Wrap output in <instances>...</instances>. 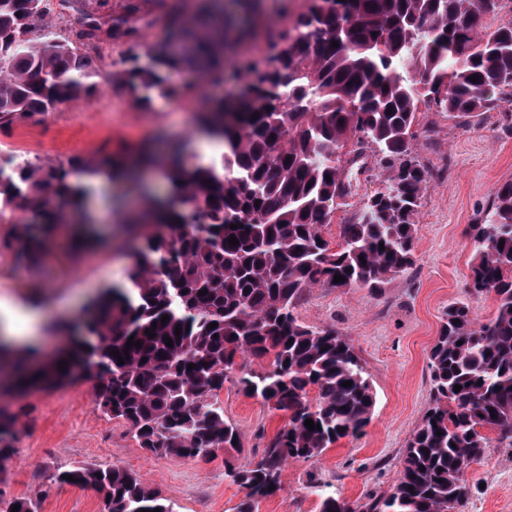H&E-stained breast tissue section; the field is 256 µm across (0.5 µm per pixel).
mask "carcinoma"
I'll return each instance as SVG.
<instances>
[{
    "instance_id": "cac0c4a2",
    "label": "carcinoma",
    "mask_w": 512,
    "mask_h": 512,
    "mask_svg": "<svg viewBox=\"0 0 512 512\" xmlns=\"http://www.w3.org/2000/svg\"><path fill=\"white\" fill-rule=\"evenodd\" d=\"M234 2L229 12L224 0H199L187 21L182 0H160L164 37L127 52L112 73L140 110L158 96L188 97L191 87L172 78L179 70L241 84L196 129L220 142L219 159H190L187 137L170 142L162 157L142 151L146 166L162 169L170 193L156 195L108 156L16 166L0 155V170L15 166L12 179L0 180V219L12 224L3 246L19 263L39 264L56 224H80L92 238L83 209L91 180L123 181L149 206L127 218L139 231L129 284L103 288L79 319L53 323L68 337L65 350L45 362L27 347L16 358L15 346L0 339V399L58 385L77 366L97 381L104 415L124 421L139 447L207 458L242 447L218 400L233 377L246 395L288 414L260 458L225 467L248 490L236 512H255L258 498L280 489L285 464L314 458L370 423L376 393L352 339L333 326L304 325L297 307L314 288L377 292L412 268L429 180L415 149L417 112L430 104L465 118L512 107V20L493 30L473 26L499 14L501 0H307L266 32L259 57L226 70L224 47L248 34L245 24L262 4ZM59 6L83 18L73 39L49 24L52 0H0V128L96 88L97 69L79 42L95 39L102 23L113 40L140 43L138 0L106 21L88 11L87 0ZM369 158L389 177L365 196L353 223L340 225L334 244L322 229L353 196V174L368 171ZM465 235L466 287L494 295L495 313L482 322L464 303L448 306L428 356L434 405L408 441L396 482L363 502L324 491L321 512L459 510L471 493L467 471L490 448L486 432L496 435V447L512 448V182L496 188ZM231 236L239 244L230 245ZM150 328L156 337L146 334ZM130 339L142 345L129 347ZM307 419L321 428L308 429ZM18 424L0 405V458ZM56 479L105 491L102 512H176L118 465L73 466Z\"/></svg>"
}]
</instances>
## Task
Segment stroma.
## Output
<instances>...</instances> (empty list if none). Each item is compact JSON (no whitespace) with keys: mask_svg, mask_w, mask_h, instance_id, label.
<instances>
[{"mask_svg":"<svg viewBox=\"0 0 512 512\" xmlns=\"http://www.w3.org/2000/svg\"><path fill=\"white\" fill-rule=\"evenodd\" d=\"M176 79L192 85L187 99L158 98L151 110L142 111L113 83L109 70H100L93 95L60 105L39 121L0 128V154L45 165L104 155L126 163L145 146L164 153L168 139L190 134L198 114L210 111L225 92L192 70ZM500 118L499 111L487 112L466 127L443 112H418L416 151L433 177L417 217L413 268L379 294L312 289L297 309L304 324L332 325L352 339L376 392L372 419L363 434L286 465L279 490L260 500L256 512H320L321 491L356 501L389 491L397 480L406 443L432 405L428 353L444 312L463 302L482 321L495 310L493 296L472 295L465 286L471 254L464 231L479 223L495 189L512 181V134L502 132ZM386 177L377 166L361 175L357 195L324 227L328 240H337L362 194ZM97 229L96 237L80 246L71 235L52 232L35 266L16 263L0 248V301L21 303L35 295L48 320L73 319L101 288L126 283L131 266L126 240L113 236L112 224ZM95 392L94 380L76 376L11 403L21 419L12 455L0 460V498L33 499L38 512H102L103 491L62 484L56 476L77 465L117 464L155 487L177 512H236L247 491L225 477V463L260 457L287 421L285 413L246 396L230 380L219 401L242 435L241 448L212 458L160 455L139 448L126 423L104 416ZM467 479L473 493L463 512H512V451L491 448Z\"/></svg>","mask_w":512,"mask_h":512,"instance_id":"35a3bbf8","label":"stroma"}]
</instances>
